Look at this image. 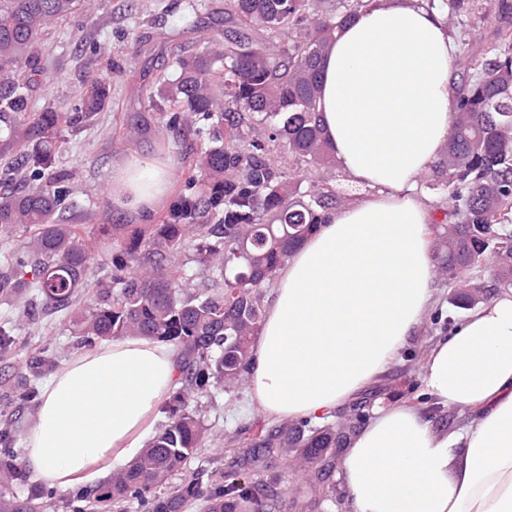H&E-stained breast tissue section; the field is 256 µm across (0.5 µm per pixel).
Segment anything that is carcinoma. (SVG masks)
Here are the masks:
<instances>
[{
  "instance_id": "1",
  "label": "carcinoma",
  "mask_w": 512,
  "mask_h": 512,
  "mask_svg": "<svg viewBox=\"0 0 512 512\" xmlns=\"http://www.w3.org/2000/svg\"><path fill=\"white\" fill-rule=\"evenodd\" d=\"M227 0L224 37L179 51L172 72L146 89L162 127L179 134L193 157L183 193L166 220L134 229L106 254L112 286L91 290L87 271L100 254L86 232L61 223L73 207L56 167L75 130L104 111L111 88L91 76L72 103L33 112L30 77L52 26L92 0H0V157L17 159L21 190L0 191V236L20 228L0 262V298L36 289L23 309L70 310L75 335L93 344L127 336L170 343L183 356L179 387L165 404L168 422L136 460L112 471L96 497L141 512H277L267 461L293 454L334 464L354 421L336 430L309 421L271 427L229 470L199 469L161 489L213 435L199 398L240 385L264 313L262 288L346 194L322 179L301 189L303 173L335 167L319 122L320 61L341 22L373 0ZM498 21L484 36L491 56L473 55L454 96L453 132L427 188L440 190L432 225L435 271L449 302L471 310L512 291V3L498 0ZM280 37L268 47L261 33ZM491 267V278L481 272ZM10 429H0V485L20 479Z\"/></svg>"
}]
</instances>
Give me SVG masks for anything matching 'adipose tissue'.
Here are the masks:
<instances>
[{
  "label": "adipose tissue",
  "instance_id": "obj_1",
  "mask_svg": "<svg viewBox=\"0 0 512 512\" xmlns=\"http://www.w3.org/2000/svg\"><path fill=\"white\" fill-rule=\"evenodd\" d=\"M457 46L439 7L375 0L336 31L320 121L337 169L371 198L331 211L277 274L253 346L250 399L273 418L330 414L382 375L425 318L435 214L416 194L453 125ZM168 166L127 160L117 207L150 212ZM425 387L474 415L451 429L413 406L377 408L340 479L352 512H512V294L431 349ZM178 382L170 345L137 337L67 363L44 389L23 461L36 481L96 486L133 461Z\"/></svg>",
  "mask_w": 512,
  "mask_h": 512
}]
</instances>
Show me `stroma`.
Here are the masks:
<instances>
[{
  "instance_id": "1",
  "label": "stroma",
  "mask_w": 512,
  "mask_h": 512,
  "mask_svg": "<svg viewBox=\"0 0 512 512\" xmlns=\"http://www.w3.org/2000/svg\"><path fill=\"white\" fill-rule=\"evenodd\" d=\"M209 9L193 12L189 0H95L90 13L79 12L57 24L50 32L42 57V73L37 77L31 100L42 110L73 101L83 83L92 74L106 77L112 87L107 109L67 135L66 150L59 166L71 173L69 187L74 208L63 220L87 232L96 233L103 249L120 246L130 232L147 224H158L167 217L181 192L188 160L179 155L178 137L158 127V116L138 88L167 73L173 50H194L203 37L222 32L217 13L224 0H208ZM478 15L452 16L448 31L458 47L459 59L485 48V30L497 21L489 0H477ZM96 44L97 53L81 52L80 40ZM146 160L164 158L171 162L167 202L156 211L134 215L112 202V174L129 157ZM466 311L448 303V289L434 284L429 315L409 337L398 357L378 382L355 400L336 409L330 422L362 415L371 419L376 408L407 403L421 413L445 423L465 420L464 412L450 406L431 409L426 391L424 360L431 347L452 332V326L466 318ZM78 336L71 332L68 314L59 311L38 316L19 324L8 354L0 355V427L11 424L10 446L22 456L28 430L37 420L38 406L23 403L17 395L31 376L30 363L49 360L37 382L45 388L52 377L72 358L87 353ZM207 425L216 431V439L206 442L190 462V469H224L232 461L245 457L247 438L275 426L274 418L253 406L247 385L234 391L211 390L204 399ZM280 495L279 512H351L350 503L340 486L338 468L317 475L313 468L299 464H277ZM319 480L332 489L330 497L309 507V481ZM39 489V512H113L112 506L76 500L75 488L60 490L37 487L35 481L0 487V506L9 512H27L25 505L32 489Z\"/></svg>"
}]
</instances>
